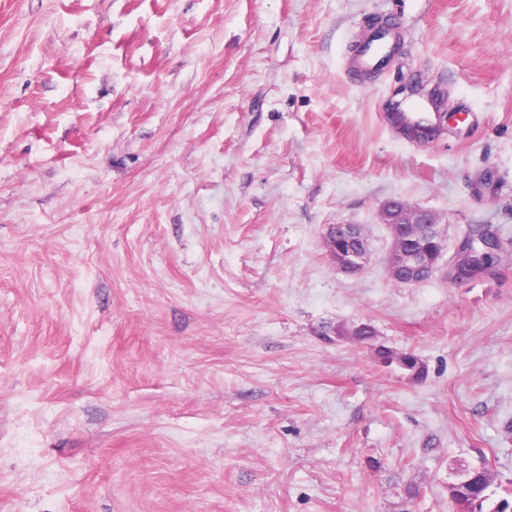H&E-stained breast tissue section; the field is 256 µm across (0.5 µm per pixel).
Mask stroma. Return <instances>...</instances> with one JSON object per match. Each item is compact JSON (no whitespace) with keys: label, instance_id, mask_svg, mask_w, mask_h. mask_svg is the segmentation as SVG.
I'll use <instances>...</instances> for the list:
<instances>
[{"label":"stroma","instance_id":"35a3bbf8","mask_svg":"<svg viewBox=\"0 0 512 512\" xmlns=\"http://www.w3.org/2000/svg\"><path fill=\"white\" fill-rule=\"evenodd\" d=\"M393 198L447 227L415 285ZM475 224L512 237V0H0V512H456L483 463L507 497L512 251L455 284ZM402 24L401 17H393L389 26L374 32L372 36L363 42L356 51L355 64L363 71H376L384 68L388 62V55L392 49V43L398 34L397 29ZM433 104L428 99H423L405 112L392 114L391 121L394 127L408 139L421 142L428 138L429 128L434 126L436 112H430ZM434 114V115H433ZM357 236V225L351 223L344 224H331L328 226L325 238L328 243L332 245L336 250V257L340 258L337 250L346 249L347 245L342 246L336 240L340 242H350ZM378 354L384 361L390 364L396 362L401 368L409 371L416 379H421L425 375V366L411 352L398 354L383 348L378 351ZM486 472L481 473L479 467H467L457 472L452 487L454 493L450 497L451 501L457 506V512H476L474 502L471 500L472 486L473 484H480L482 487H486V492L493 482V475L487 467Z\"/></svg>","mask_w":512,"mask_h":512}]
</instances>
